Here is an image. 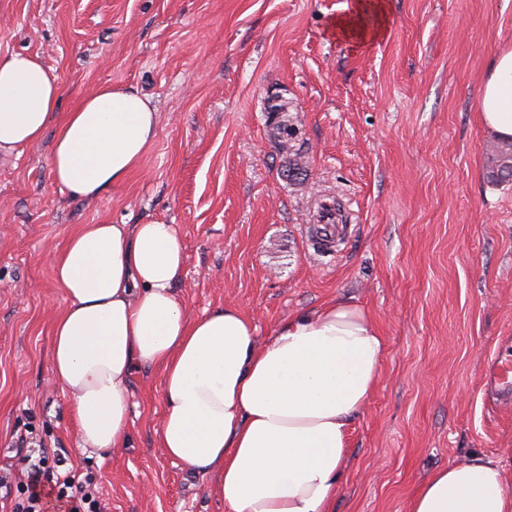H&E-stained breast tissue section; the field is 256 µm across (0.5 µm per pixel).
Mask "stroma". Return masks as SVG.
Listing matches in <instances>:
<instances>
[{
    "label": "stroma",
    "instance_id": "stroma-1",
    "mask_svg": "<svg viewBox=\"0 0 512 512\" xmlns=\"http://www.w3.org/2000/svg\"><path fill=\"white\" fill-rule=\"evenodd\" d=\"M351 0H0V55L38 54L66 115L103 85L147 95L155 139L95 200L51 174L54 131L0 153V471L24 478L27 438L96 477L104 512H224L209 477L155 443L157 373L132 383L128 448L77 446L49 379L65 295L51 258L80 224H173L191 316L240 310L270 341L289 314L347 300L384 340L380 380L348 429L335 512H408L433 471L499 464L512 495V397L482 362L512 354V181L488 177L487 67L512 45V0H386L384 35H329ZM288 127L280 148L277 124ZM300 154L306 173L280 171ZM343 232L314 241L325 205Z\"/></svg>",
    "mask_w": 512,
    "mask_h": 512
}]
</instances>
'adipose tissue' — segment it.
<instances>
[{"label": "adipose tissue", "instance_id": "obj_1", "mask_svg": "<svg viewBox=\"0 0 512 512\" xmlns=\"http://www.w3.org/2000/svg\"><path fill=\"white\" fill-rule=\"evenodd\" d=\"M383 0H354L331 36L363 45L385 30ZM60 86L38 55H0V152L56 126L54 181L92 200L126 183L156 136L148 96L106 85L58 118ZM483 124L512 139V48L491 60ZM183 248L174 225L82 224L51 259L67 299L51 326L50 375L68 392L80 447L130 441V379L152 370L165 412L162 452L208 476L225 512H333L348 426L382 372L384 341L361 307L330 302L292 315L259 344L227 307L189 316L176 285ZM408 512H512L500 467L473 458L435 470Z\"/></svg>", "mask_w": 512, "mask_h": 512}]
</instances>
